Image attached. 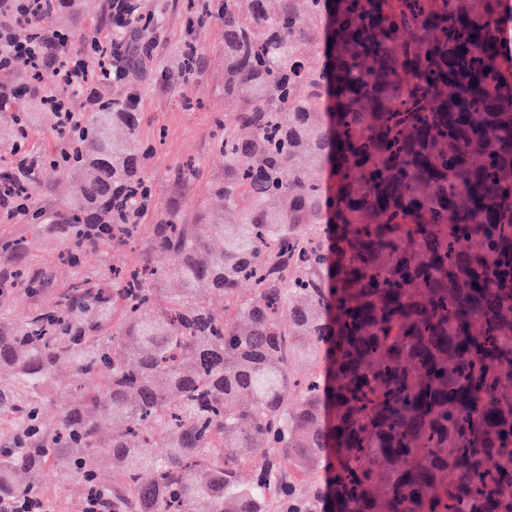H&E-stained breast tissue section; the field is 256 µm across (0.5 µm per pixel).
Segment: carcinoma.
Returning <instances> with one entry per match:
<instances>
[{
    "instance_id": "cac0c4a2",
    "label": "carcinoma",
    "mask_w": 512,
    "mask_h": 512,
    "mask_svg": "<svg viewBox=\"0 0 512 512\" xmlns=\"http://www.w3.org/2000/svg\"><path fill=\"white\" fill-rule=\"evenodd\" d=\"M500 2L224 0V96L241 110L224 122L214 192L234 219L171 212L141 264L77 274L22 320L0 308V501L54 512L42 476L58 466L112 512H512ZM180 58L204 67L192 43ZM44 83L25 101L0 93L15 159L29 155L31 106L55 119ZM91 106L41 157L82 173L75 267L136 237L154 202L153 146L135 153L116 134L136 130L132 98ZM168 279L178 288L159 309ZM63 370L73 384L52 424Z\"/></svg>"
}]
</instances>
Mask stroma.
Here are the masks:
<instances>
[{
	"instance_id": "35a3bbf8",
	"label": "stroma",
	"mask_w": 512,
	"mask_h": 512,
	"mask_svg": "<svg viewBox=\"0 0 512 512\" xmlns=\"http://www.w3.org/2000/svg\"><path fill=\"white\" fill-rule=\"evenodd\" d=\"M220 0H199L204 22H189L184 0H143L158 23L139 31L137 42L147 47L138 70L121 83L99 86L102 94H126L135 90V110L140 114L135 140L156 148L152 164L144 172L155 193L154 208L145 223H157L176 210L180 223L194 224L200 217L221 220L224 203L212 192L224 178V157L215 147L216 122L239 111L237 100L224 95V29L214 13ZM46 32L66 33V49L86 53L91 33L111 37L117 23L108 0H69L66 7L44 17ZM196 43L207 63L201 74L187 78L179 67V50L185 42ZM198 172L178 177L186 162ZM76 173L37 170L34 193L27 215L0 210V279L24 269L44 280L41 296L69 281L73 270L65 262L67 205L75 189Z\"/></svg>"
}]
</instances>
